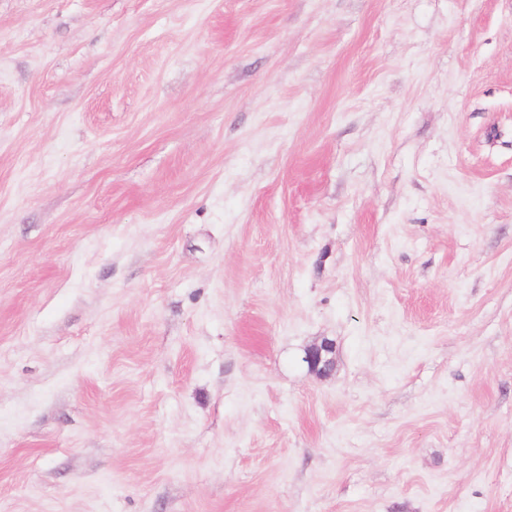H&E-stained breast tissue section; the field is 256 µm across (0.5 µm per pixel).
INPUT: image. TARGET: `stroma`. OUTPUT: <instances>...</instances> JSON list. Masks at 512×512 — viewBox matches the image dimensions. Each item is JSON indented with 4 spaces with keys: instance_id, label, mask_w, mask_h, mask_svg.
<instances>
[{
    "instance_id": "1",
    "label": "stroma",
    "mask_w": 512,
    "mask_h": 512,
    "mask_svg": "<svg viewBox=\"0 0 512 512\" xmlns=\"http://www.w3.org/2000/svg\"><path fill=\"white\" fill-rule=\"evenodd\" d=\"M0 512H512V0H0ZM333 352H335L333 343L323 339L306 350L303 361L307 364L310 372L325 376L334 368Z\"/></svg>"
}]
</instances>
